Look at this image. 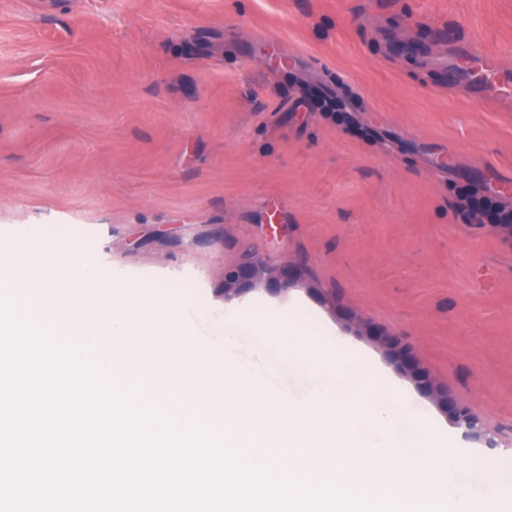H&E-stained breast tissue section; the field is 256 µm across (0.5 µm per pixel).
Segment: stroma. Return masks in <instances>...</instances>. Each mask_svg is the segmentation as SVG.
Segmentation results:
<instances>
[{
    "instance_id": "obj_1",
    "label": "stroma",
    "mask_w": 512,
    "mask_h": 512,
    "mask_svg": "<svg viewBox=\"0 0 512 512\" xmlns=\"http://www.w3.org/2000/svg\"><path fill=\"white\" fill-rule=\"evenodd\" d=\"M462 41L512 68V0H0V261L73 238L281 400L317 380L290 327L340 336L485 475L512 462V229L455 204L512 183V111L425 66ZM250 252L270 277L225 291Z\"/></svg>"
}]
</instances>
